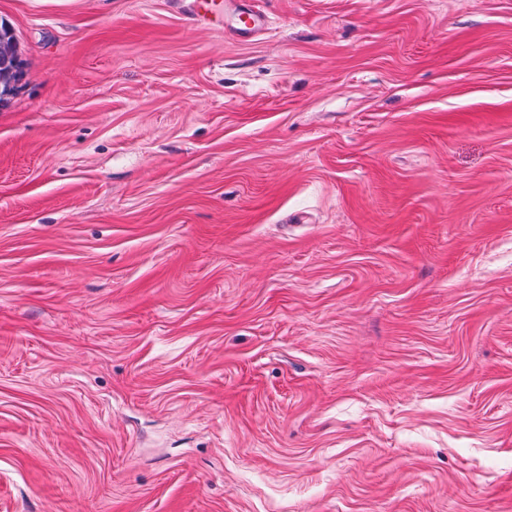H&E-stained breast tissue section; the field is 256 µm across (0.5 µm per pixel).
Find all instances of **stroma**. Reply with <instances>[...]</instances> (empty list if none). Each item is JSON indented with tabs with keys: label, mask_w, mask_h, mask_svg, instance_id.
<instances>
[{
	"label": "stroma",
	"mask_w": 512,
	"mask_h": 512,
	"mask_svg": "<svg viewBox=\"0 0 512 512\" xmlns=\"http://www.w3.org/2000/svg\"><path fill=\"white\" fill-rule=\"evenodd\" d=\"M0 0V512H512V0ZM0 107L8 103V99L16 91L24 78L25 63L17 48L14 30L4 23L0 26Z\"/></svg>",
	"instance_id": "35a3bbf8"
}]
</instances>
